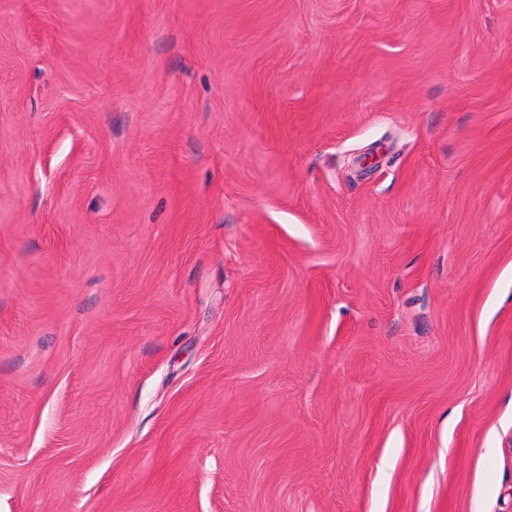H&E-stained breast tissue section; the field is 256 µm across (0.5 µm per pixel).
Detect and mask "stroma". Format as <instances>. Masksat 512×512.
I'll use <instances>...</instances> for the list:
<instances>
[{"mask_svg":"<svg viewBox=\"0 0 512 512\" xmlns=\"http://www.w3.org/2000/svg\"><path fill=\"white\" fill-rule=\"evenodd\" d=\"M0 512H512V0H0Z\"/></svg>","mask_w":512,"mask_h":512,"instance_id":"35a3bbf8","label":"stroma"}]
</instances>
